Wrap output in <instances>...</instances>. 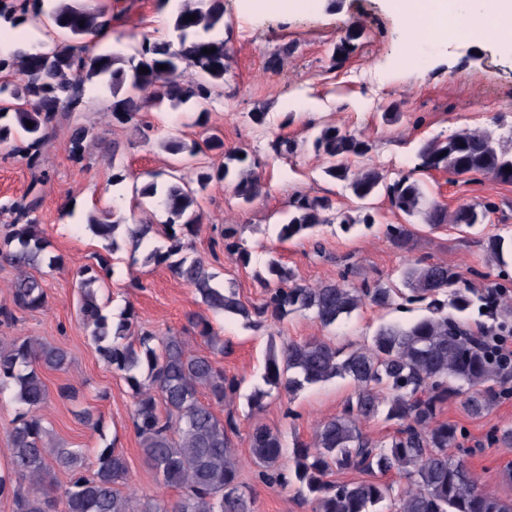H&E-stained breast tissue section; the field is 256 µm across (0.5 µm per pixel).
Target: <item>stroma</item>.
Segmentation results:
<instances>
[{
  "mask_svg": "<svg viewBox=\"0 0 512 512\" xmlns=\"http://www.w3.org/2000/svg\"><path fill=\"white\" fill-rule=\"evenodd\" d=\"M103 2L112 11V31L96 43V51L129 53L143 38L163 37L172 29V9L160 7L158 0ZM353 28L359 30V37L352 40L347 58L333 63L336 44ZM219 35L227 41L232 59L224 85L210 104L207 125L197 124L198 108L193 103L166 104L149 109L146 118L154 130L143 133L113 119L112 91L94 81L85 84L81 105L71 120L61 121L41 146L37 165H29L21 153L0 148V225L12 219L5 205L31 191L39 194L37 216L46 231L48 252L63 260L60 267L41 270L46 307L17 312L12 322L0 321V336H34L68 351L70 363L65 369L42 372L48 390L45 424L57 441L82 449L87 467H94L99 449L121 450L129 468L127 486L139 498L159 493L173 498L177 491L161 489L143 461L131 424L132 387L103 362L91 342L79 315L74 272L93 264L95 255L105 251L104 240L83 226L89 211L113 206L129 223L147 217L161 224L166 215L150 201L133 204L131 182L112 184L113 165L142 176L167 173L180 162L218 167L225 153L247 154L263 185L261 194L252 203L241 204L228 180L201 191L202 227L190 254L205 259L218 282L233 286L248 304L265 299L266 291L253 274L272 258L313 286L340 278L355 286L395 280L401 269L421 259L456 267L469 274L472 286L479 289L494 276L512 282V264L496 266L484 246L489 236L512 234V184L487 175L465 183L443 170L422 174L429 196L448 210L464 202L493 206L477 229L463 230L452 223L432 229L421 217L405 218L385 193L366 201L352 197L343 182L325 176L313 146L324 124L355 132L372 143L371 164L392 179L411 171L420 145L437 136L489 129L505 149L512 150L511 45L469 41L451 47L429 34L409 44L404 20L388 9L385 0H307L304 10L289 13L250 11L245 0H224ZM390 107L397 113L392 121L384 117ZM252 112L264 113L263 125L249 120ZM75 123L91 131L79 160L73 158L69 141ZM171 134L188 142L216 135L224 148L180 161L160 146ZM276 134L295 142L293 153L274 158L269 142ZM112 143L117 152L110 155L106 147ZM301 195L331 199L354 220V228L346 232L339 224H328L317 228L315 239L279 241L278 226L287 221L291 202ZM405 222L410 223L413 238L401 250L388 239L386 227ZM228 224L251 251L249 266L237 265L225 254L221 239ZM109 254L112 275L103 293L111 299L112 313L132 308L135 332L180 333L202 350L206 344L194 334L189 319L204 315L227 346L218 364L243 383L224 409L237 419L238 433L232 441L242 462V479L252 490L253 512H312L311 504L298 498L294 489L259 479L250 461L249 435L255 426L265 425L281 432L286 446L311 442L317 423L342 412L354 386L337 377L292 397L271 395L263 410H252L248 397L262 382L270 350L288 340L322 336L339 347L359 346L370 342L382 324H408L421 318L424 305L399 310L366 304L327 330L312 313H294L256 330L242 319L208 314L194 290L166 265L132 264L124 245ZM68 384L76 389L75 399L59 394ZM85 409L92 411L93 422L80 419ZM439 418L462 431L454 456L464 459L487 489L512 501V480L503 477L512 469V448L490 441L494 429L512 427V399L498 400L475 417L468 414L464 396L456 395L443 405Z\"/></svg>",
  "mask_w": 512,
  "mask_h": 512,
  "instance_id": "stroma-1",
  "label": "stroma"
}]
</instances>
